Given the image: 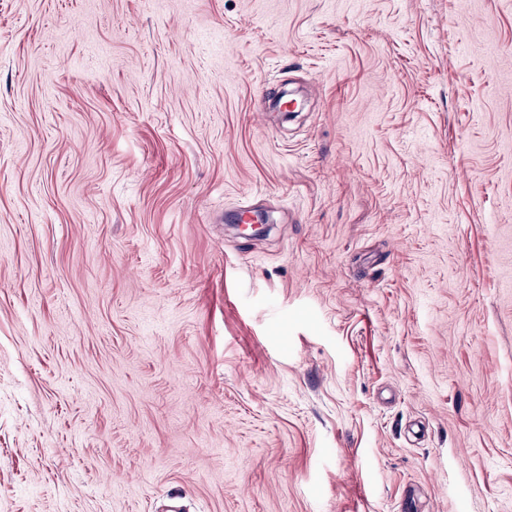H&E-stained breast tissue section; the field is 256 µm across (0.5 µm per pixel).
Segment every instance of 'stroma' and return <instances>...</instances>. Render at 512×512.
<instances>
[{"label":"stroma","mask_w":512,"mask_h":512,"mask_svg":"<svg viewBox=\"0 0 512 512\" xmlns=\"http://www.w3.org/2000/svg\"><path fill=\"white\" fill-rule=\"evenodd\" d=\"M404 501L512 512V0H0V512Z\"/></svg>","instance_id":"1"}]
</instances>
